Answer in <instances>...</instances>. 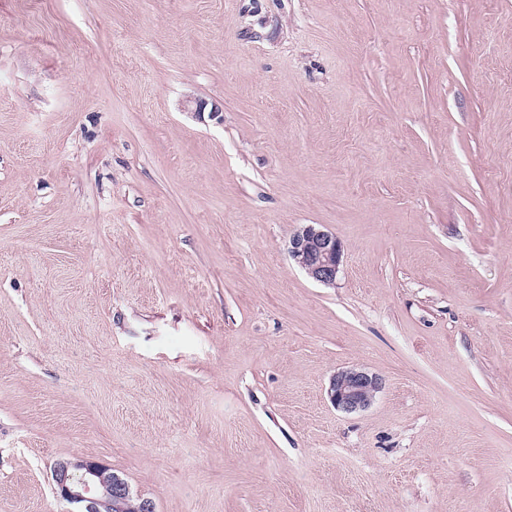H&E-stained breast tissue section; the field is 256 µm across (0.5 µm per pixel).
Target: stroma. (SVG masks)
I'll list each match as a JSON object with an SVG mask.
<instances>
[{
  "label": "stroma",
  "instance_id": "35a3bbf8",
  "mask_svg": "<svg viewBox=\"0 0 512 512\" xmlns=\"http://www.w3.org/2000/svg\"><path fill=\"white\" fill-rule=\"evenodd\" d=\"M70 458L156 512H512V0H0V512ZM290 252L310 278L325 285L335 283L343 248L332 233L313 224L306 225L291 238ZM382 389V379L369 371L348 368L337 371L330 380L328 396L332 405L347 414L367 410Z\"/></svg>",
  "mask_w": 512,
  "mask_h": 512
}]
</instances>
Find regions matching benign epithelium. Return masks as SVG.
<instances>
[{"label": "benign epithelium", "mask_w": 512, "mask_h": 512, "mask_svg": "<svg viewBox=\"0 0 512 512\" xmlns=\"http://www.w3.org/2000/svg\"><path fill=\"white\" fill-rule=\"evenodd\" d=\"M290 252L313 280L335 283L343 258L341 242L327 230L309 224L290 240ZM382 389V379L369 371L348 368L336 372L328 389L332 405L347 414L367 410ZM55 491L73 506L71 512H155L154 503L102 462L73 458L52 469Z\"/></svg>", "instance_id": "obj_1"}]
</instances>
